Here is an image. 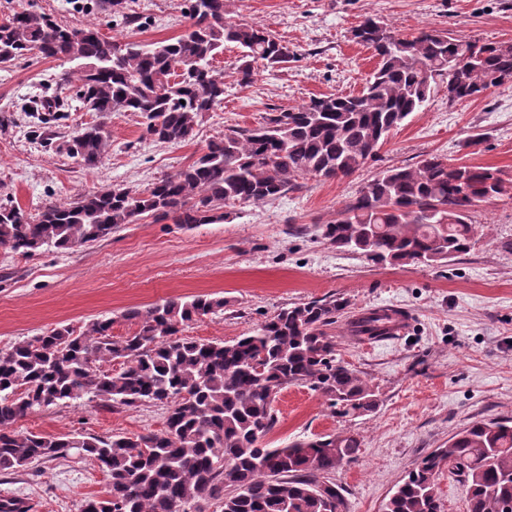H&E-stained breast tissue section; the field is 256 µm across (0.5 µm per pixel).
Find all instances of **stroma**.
I'll return each mask as SVG.
<instances>
[{"label": "stroma", "mask_w": 512, "mask_h": 512, "mask_svg": "<svg viewBox=\"0 0 512 512\" xmlns=\"http://www.w3.org/2000/svg\"><path fill=\"white\" fill-rule=\"evenodd\" d=\"M129 2L132 22L114 16L109 0H0V21L23 6L70 26L96 23L104 36L144 44L174 38L187 24L186 0ZM367 17L405 35L429 28L483 43L512 41V0H227V21L263 25L294 58L281 68L255 70L243 85L241 50L227 45L214 61L224 75V102L176 147L144 138L138 114L103 117L82 109L74 86L57 83L66 63L33 55L0 66V200L34 215L47 203H69L114 185L142 192L190 164L226 130L255 128L271 110L295 109L314 97L359 94L378 63L352 36ZM56 97L71 106L65 119L49 123L31 102ZM99 122L110 133L101 166L84 168L60 151ZM429 154L496 167L512 179V87L454 103L445 91L435 92L351 177L298 179L287 195L232 207L218 223L187 229L148 218L65 252L45 248L22 256L0 247V353L94 319L111 320L113 337L121 339L137 329L125 317L128 310L177 297L227 300L224 310L181 328L185 337L224 342L294 304L344 299L348 306L329 329L336 357L377 387L376 411L340 418L308 385H291L273 403L277 423L263 442L275 448L316 434L357 435V456L332 478L348 512H382L424 454L447 447L472 422L512 419V193L471 210L470 223L484 233L445 266H376L320 237L319 225L335 220L372 176ZM383 307L408 316L407 329L377 341L351 336L349 320ZM167 414L161 404L108 410L80 399L29 413L16 427L43 435L131 436L160 432ZM107 490L106 475L79 455L0 475V496L18 498L34 512H80L86 497Z\"/></svg>", "instance_id": "35a3bbf8"}]
</instances>
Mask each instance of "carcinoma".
Here are the masks:
<instances>
[{"instance_id": "obj_1", "label": "carcinoma", "mask_w": 512, "mask_h": 512, "mask_svg": "<svg viewBox=\"0 0 512 512\" xmlns=\"http://www.w3.org/2000/svg\"><path fill=\"white\" fill-rule=\"evenodd\" d=\"M226 0H188L189 27L151 45L104 37L95 23L63 25L29 9L0 22V64L27 58L78 62L60 74L76 83L89 112H134L143 137L180 145L203 114L224 102V76L212 66L224 46L243 52L240 81L253 65L275 68L293 54L265 27L224 20ZM353 37L375 52L378 67L357 96L315 97L293 110L271 112L254 129H230L191 164L144 193L110 187L71 203H51L35 216L12 201L0 203V246L31 256L106 238L145 217L184 228L224 220V208L276 200L307 176L347 178L374 159L391 131L418 111L444 82L455 100L475 98L499 77L512 87V43H479L422 29L405 36L366 18ZM110 147L102 124L84 128L67 146L84 167L101 164ZM512 191L500 170L455 164L428 155L410 167L387 169L368 181L336 219L319 227L341 251L380 265L443 264L476 241L472 207ZM227 305L207 295L131 309L140 326L122 340L112 320L82 329L62 326L0 354V474H15L74 453L92 458L108 491L83 501L81 512H201L215 500L222 512H347L330 474L355 457L359 440L325 434L268 448L262 439L276 422L273 402L291 384H307L332 414L367 416L378 406L375 387L336 359L327 329L347 302L317 299L280 310L231 343L177 337L179 325ZM398 312L374 309L350 323L370 340L391 335ZM122 361L123 368L108 369ZM87 399L101 407L169 405L164 430L146 435L43 436L15 428L44 407ZM467 487L469 512H512V425L471 423L448 447L424 455L398 484L383 512H441L443 470Z\"/></svg>"}]
</instances>
